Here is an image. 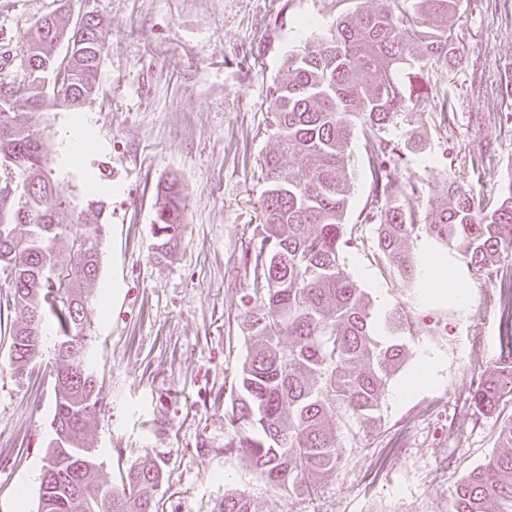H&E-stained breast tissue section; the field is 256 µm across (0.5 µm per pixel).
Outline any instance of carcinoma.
<instances>
[{
  "mask_svg": "<svg viewBox=\"0 0 512 512\" xmlns=\"http://www.w3.org/2000/svg\"><path fill=\"white\" fill-rule=\"evenodd\" d=\"M342 13L317 42L292 50L275 86L271 112L276 144L264 158L268 182L262 223L243 254L247 276L243 326L248 353L235 381L224 452L244 460L278 494L309 496L344 462L336 407L369 429L381 423L387 387L408 357L412 322L399 309L378 317L370 295L347 272L343 254L358 245L345 222L351 197V140L360 129L378 211V260L409 282V241L426 233L452 243L467 267L489 284L512 256V183L498 200L476 207L472 190L448 185V202L418 223V185L384 160L383 133L399 117L424 113L431 87L406 86L414 65L453 68L454 18L461 0H370ZM101 19L70 26L59 14L28 33L27 84L0 86V170L37 177L26 201L0 196V273L9 270L5 306L22 313L13 325L9 368L21 375L48 352L54 362L52 435L44 457L52 477L39 484L37 512H154L163 469L138 459L112 485L93 449L89 426L102 410V386L88 353L87 310L95 300L104 225L61 224L67 207L55 190L49 146L34 136L37 115L50 107L76 112L99 90L105 47ZM70 46L61 61L53 48ZM291 158L288 167L283 159ZM155 253L172 256L185 229L181 184L158 187ZM512 403V351L471 389L474 413ZM500 449L449 490L448 512H512V419L499 430ZM215 512H257L243 493L226 492Z\"/></svg>",
  "mask_w": 512,
  "mask_h": 512,
  "instance_id": "carcinoma-1",
  "label": "carcinoma"
}]
</instances>
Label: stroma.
<instances>
[{
  "label": "stroma",
  "instance_id": "1",
  "mask_svg": "<svg viewBox=\"0 0 512 512\" xmlns=\"http://www.w3.org/2000/svg\"><path fill=\"white\" fill-rule=\"evenodd\" d=\"M56 11L75 22L96 12L106 46L97 95L78 112L42 113L36 130L56 154V192L71 203L63 222H77L89 199L87 175L103 187L100 300L87 319L105 399L87 444L107 477L119 482L131 463L157 457V512H214L230 490L250 496L258 512H447L452 484L498 449L500 424L512 416L510 404L476 420L465 402L470 382L501 355L512 256L489 286L453 246L419 235L409 243L414 259L428 249L447 258L471 290L462 307L420 301L416 283L378 265L375 225L358 222L373 203L358 139L347 221L359 226V246L344 264L371 297L386 296L414 325L402 374L385 393L382 427L345 424L329 410L346 464L310 500L275 493L224 453L231 388L247 354L242 254L267 188L271 95L289 51L335 18L334 0H0V85L24 84L25 34ZM456 33L455 69L424 71L452 104L447 120L429 109L386 135L387 160L423 187L424 217L442 205L449 184L472 187L482 205L512 184V99L500 92L512 69V0H463ZM86 126L97 149L75 165L66 142ZM173 174L187 228L177 253L161 262L154 194ZM422 356L440 360L437 382L396 398ZM53 413L48 360L22 377L0 373V512H37Z\"/></svg>",
  "mask_w": 512,
  "mask_h": 512
}]
</instances>
